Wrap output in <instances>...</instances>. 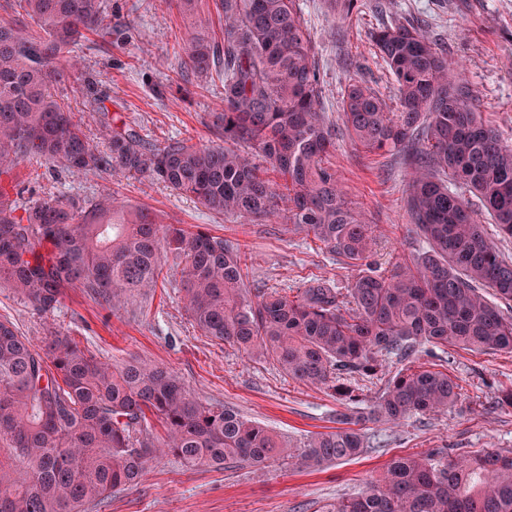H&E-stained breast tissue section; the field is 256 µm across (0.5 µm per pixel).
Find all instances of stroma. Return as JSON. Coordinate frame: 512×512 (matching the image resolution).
<instances>
[{
    "label": "stroma",
    "mask_w": 512,
    "mask_h": 512,
    "mask_svg": "<svg viewBox=\"0 0 512 512\" xmlns=\"http://www.w3.org/2000/svg\"><path fill=\"white\" fill-rule=\"evenodd\" d=\"M108 2V22L131 27V44H104L89 35L76 48L79 64L57 85L56 98L72 110L82 109L75 89L90 78L108 91L111 116L145 139L217 143L212 114L224 89L216 75L197 74L185 65V49L198 33L193 17L180 13L173 0ZM303 12L323 78V110L336 140L331 162L347 200L366 211L373 226L377 243L371 268L392 269L427 247L411 230L409 166L398 153L378 155L354 146L341 118L345 87L349 79L363 80L395 106L396 85L371 35L397 19L421 24L460 62L485 121L512 145V0H360L359 10L349 15L331 10L326 0H303ZM15 174L22 207L48 195L84 202L109 193L155 212L164 223L198 225L224 236L243 248L254 288L292 294L314 277L343 286L352 275L346 260L324 253L313 236L288 232L278 217L227 218L158 182L129 181L102 168L59 174L51 163L25 160ZM0 319L37 345L58 330L103 362L165 363L196 399L232 407L294 448L334 427L340 408L333 390L296 381L270 359L248 357L201 335L185 309L177 271L149 297L117 309L73 288L54 311L41 313L0 284ZM418 360L437 364L456 380L457 406L397 425L364 424L366 451L356 459L318 470L280 459L261 475L247 466L195 470L168 453L155 460L141 484L114 493L93 512H318L324 504L360 493L398 456L446 447L512 451V407L500 401L512 389V354L451 347L419 354Z\"/></svg>",
    "instance_id": "stroma-1"
}]
</instances>
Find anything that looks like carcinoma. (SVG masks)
Returning a JSON list of instances; mask_svg holds the SVG:
<instances>
[{"instance_id": "carcinoma-1", "label": "carcinoma", "mask_w": 512, "mask_h": 512, "mask_svg": "<svg viewBox=\"0 0 512 512\" xmlns=\"http://www.w3.org/2000/svg\"><path fill=\"white\" fill-rule=\"evenodd\" d=\"M12 6L16 17L0 18V283L35 310L52 311L77 285L115 307L154 291L172 261L203 335L270 358L303 383L334 384L344 409L336 427L315 434L300 455L311 469L359 457L367 422L398 424L459 401V385L428 366L399 371L363 410L359 389L345 380H372L387 360L450 346L512 353V315L484 295L489 289L512 301V261L481 222L512 236V147L478 112L457 62L424 29L396 20L372 34L397 84L396 109L358 81L348 82L342 99L355 144L407 154L409 210L428 243L380 275L366 268L371 225L346 200L330 163L336 143L300 0H219L221 42L199 19L186 63L199 73L215 70L223 84L224 108L213 118L224 143L151 144L110 118L86 87L80 95L96 115L103 152L52 89L66 79L86 34L117 43L132 33L106 23L105 0ZM25 159L157 181L227 217L264 220L286 201V223L356 273L344 287L315 277L292 296L252 290L240 246L163 224L110 194L87 206L49 195L20 209L14 169ZM0 440L9 459H0V512H87L142 480L163 449L196 468L262 469L294 457L265 427L193 398L163 364L111 366L62 333L36 347L7 320H0ZM321 512H512V453L437 448L398 457L361 493Z\"/></svg>"}]
</instances>
